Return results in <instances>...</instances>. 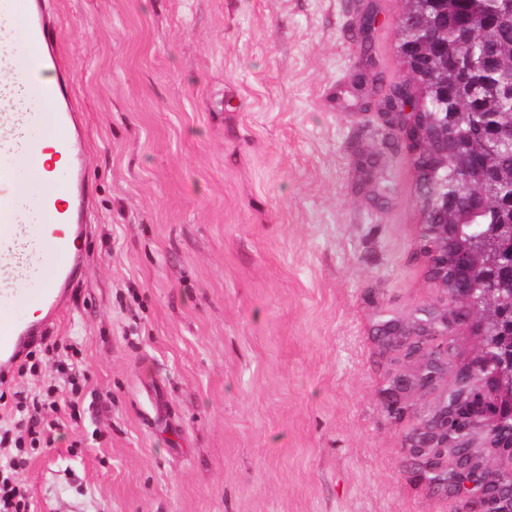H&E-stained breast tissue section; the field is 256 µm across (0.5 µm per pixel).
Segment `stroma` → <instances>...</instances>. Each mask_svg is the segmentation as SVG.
Here are the masks:
<instances>
[{"label": "stroma", "mask_w": 512, "mask_h": 512, "mask_svg": "<svg viewBox=\"0 0 512 512\" xmlns=\"http://www.w3.org/2000/svg\"><path fill=\"white\" fill-rule=\"evenodd\" d=\"M81 112L85 268L50 335L78 421L23 478L33 512H460L390 412L378 324L441 302L416 173L355 88L358 21L403 75V0H47ZM476 319L448 335L470 365Z\"/></svg>", "instance_id": "35a3bbf8"}]
</instances>
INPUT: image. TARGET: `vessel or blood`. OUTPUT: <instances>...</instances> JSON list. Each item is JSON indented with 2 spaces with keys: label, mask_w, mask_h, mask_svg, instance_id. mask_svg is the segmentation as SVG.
<instances>
[{
  "label": "vessel or blood",
  "mask_w": 512,
  "mask_h": 512,
  "mask_svg": "<svg viewBox=\"0 0 512 512\" xmlns=\"http://www.w3.org/2000/svg\"><path fill=\"white\" fill-rule=\"evenodd\" d=\"M37 56L35 66L23 68L21 47ZM56 27L45 0H0V72L16 73L19 85H0V378L10 376L32 341L58 317L71 290L82 276L77 243L85 227L79 216L89 184L86 151L72 125L75 114L61 75ZM50 115L37 112L39 104ZM51 118L60 136L62 169L50 182H62L64 197L46 194L38 223H30L24 204L21 161L39 157L41 141L30 131ZM39 280L37 315H25L30 300L22 283Z\"/></svg>",
  "instance_id": "vessel-or-blood-1"
}]
</instances>
